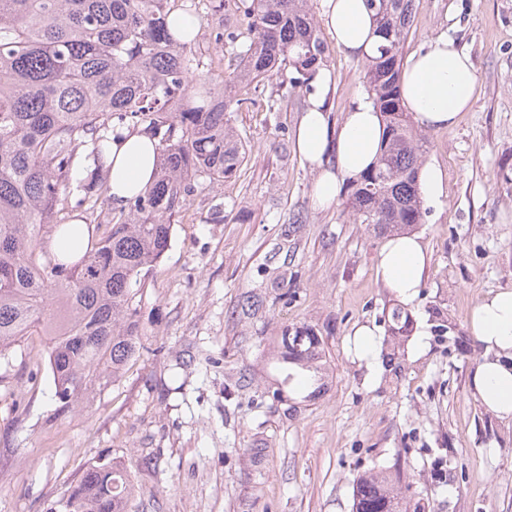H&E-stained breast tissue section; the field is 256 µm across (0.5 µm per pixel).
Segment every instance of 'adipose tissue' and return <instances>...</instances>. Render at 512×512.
Returning <instances> with one entry per match:
<instances>
[{"label": "adipose tissue", "instance_id": "obj_1", "mask_svg": "<svg viewBox=\"0 0 512 512\" xmlns=\"http://www.w3.org/2000/svg\"><path fill=\"white\" fill-rule=\"evenodd\" d=\"M323 26L336 47L351 57L374 52L380 42L377 26L364 0H321ZM326 72L314 78L316 91L297 127L295 148L308 162L320 165L314 183L316 205L336 203L343 182L359 177L375 162L384 134L378 112L370 102H358L341 124L330 123L323 108L321 87ZM476 76L467 54L452 40L439 38L426 53L410 57L402 71L400 92L415 121L427 129L453 127L475 103ZM157 141L143 131L122 132L112 140L109 168L113 207L152 181ZM431 256L421 237L404 234L385 238L377 254V274L402 305L414 303ZM468 325L484 354L470 376L479 404L496 416L512 419V289L481 299Z\"/></svg>", "mask_w": 512, "mask_h": 512}]
</instances>
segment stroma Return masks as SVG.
<instances>
[{
	"label": "stroma",
	"instance_id": "stroma-1",
	"mask_svg": "<svg viewBox=\"0 0 512 512\" xmlns=\"http://www.w3.org/2000/svg\"><path fill=\"white\" fill-rule=\"evenodd\" d=\"M441 36L470 56L476 101L423 132L446 195L416 228L432 253L411 310L426 335L402 338L399 369L353 355L361 325L384 345L398 302L376 276L381 236L344 203L313 205L301 111L266 109L284 69L234 115L247 160L230 181H198L174 218L121 378L58 416L40 337L16 348L0 380V512H49L99 461L130 475L129 512H352L357 480L394 468L425 512H512V420L471 394L482 347L455 345L479 300L512 289V0H415L404 55ZM326 69L338 122L366 95L363 62L334 49ZM303 326L325 389L274 398L269 358Z\"/></svg>",
	"mask_w": 512,
	"mask_h": 512
}]
</instances>
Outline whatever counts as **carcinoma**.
Wrapping results in <instances>:
<instances>
[{"label":"carcinoma","mask_w":512,"mask_h":512,"mask_svg":"<svg viewBox=\"0 0 512 512\" xmlns=\"http://www.w3.org/2000/svg\"><path fill=\"white\" fill-rule=\"evenodd\" d=\"M309 0H210L209 10L241 13L247 31L217 34L233 48L215 77L195 38L168 21L178 0H0V365L29 336L47 338L56 414L73 411L119 379L139 353L136 297L143 271L169 249L172 221L195 183L233 177L247 158L234 126L241 86L258 92L282 69L279 100L325 66L328 47ZM381 42L366 57L364 83L384 123L375 164L350 184L346 208L374 232L413 229L426 213L419 174L428 153L400 95L403 46L414 0H365ZM159 137L153 182L112 218L74 262L49 251L81 209L106 201L102 157L119 129ZM407 313L392 309L389 330L406 333ZM319 344L280 353L282 383L300 369L321 380ZM134 485L111 464L87 468L55 512H128ZM411 507L389 475L356 484L353 512Z\"/></svg>","instance_id":"obj_1"}]
</instances>
